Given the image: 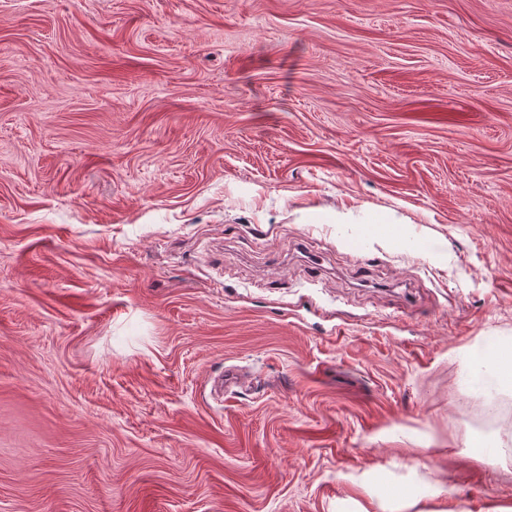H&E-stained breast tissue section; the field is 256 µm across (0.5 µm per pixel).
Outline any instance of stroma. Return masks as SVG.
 Here are the masks:
<instances>
[{
  "mask_svg": "<svg viewBox=\"0 0 512 512\" xmlns=\"http://www.w3.org/2000/svg\"><path fill=\"white\" fill-rule=\"evenodd\" d=\"M507 341L512 0H0V512L512 506ZM477 364L493 371L496 383L502 387L512 386V345L500 346L481 355Z\"/></svg>",
  "mask_w": 512,
  "mask_h": 512,
  "instance_id": "1",
  "label": "stroma"
}]
</instances>
